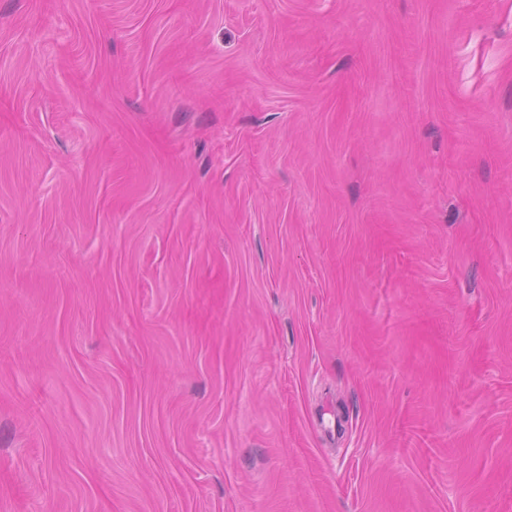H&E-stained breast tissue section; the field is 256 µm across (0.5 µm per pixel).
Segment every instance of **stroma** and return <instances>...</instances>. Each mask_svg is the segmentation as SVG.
Here are the masks:
<instances>
[{"label":"stroma","instance_id":"obj_1","mask_svg":"<svg viewBox=\"0 0 512 512\" xmlns=\"http://www.w3.org/2000/svg\"><path fill=\"white\" fill-rule=\"evenodd\" d=\"M0 512H512V0H0Z\"/></svg>","mask_w":512,"mask_h":512}]
</instances>
